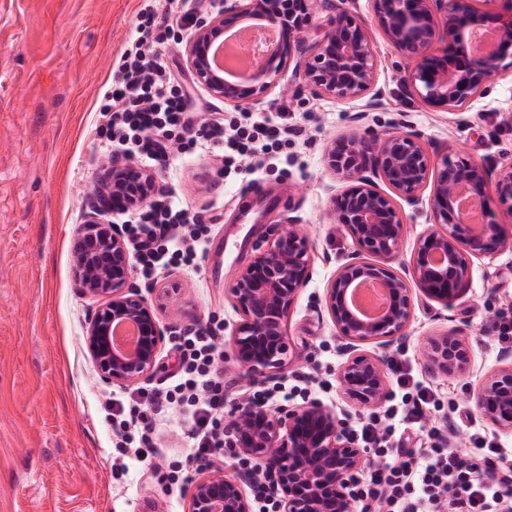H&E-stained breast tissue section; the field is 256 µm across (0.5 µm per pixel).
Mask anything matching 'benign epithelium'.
<instances>
[{
	"mask_svg": "<svg viewBox=\"0 0 512 512\" xmlns=\"http://www.w3.org/2000/svg\"><path fill=\"white\" fill-rule=\"evenodd\" d=\"M308 11L310 0H235L233 8L203 20L186 44L197 79L217 98L238 105L262 96L279 80L292 43L303 33L284 5ZM374 14L400 57L408 64L404 85L411 95L451 111L461 110L488 91L502 71L512 69V13L504 18L475 10L469 0H371ZM259 16L288 38L255 70L248 86L215 75L208 60L213 33L238 18ZM445 44L435 49V44ZM317 96L352 99L376 82L374 43L364 24L338 14L294 67ZM329 169L346 183L332 198L334 221L349 232L358 249L374 261L350 262L336 271L324 293V307L347 357L336 373L339 390L358 409L377 407L388 396L386 357L359 351L362 343L391 345L408 331L416 286L443 305L457 300L476 260L493 261L512 251V226L500 224L486 208L491 173L450 147L431 163L429 152L410 133H351L326 150ZM388 184L399 198L412 201L431 187L428 208L432 228L419 236L404 274L391 270L406 237L407 224L391 198L374 187ZM480 204L484 229L467 223L460 190ZM162 190L150 170L128 163L112 166V186L98 192L79 229L76 288L95 301L86 321V345L100 379L130 386L154 372L165 336L158 309L131 282L134 257L119 227L104 221L109 210L143 205ZM496 190L512 214V165L499 170ZM442 263H431L434 254ZM312 274L308 238L292 225L276 229L272 242L238 271L228 294L241 314L231 341L235 362L254 380L273 377L290 366L288 318L301 288ZM383 280L391 290L387 313L378 320L357 317L347 295L363 280ZM132 322L135 352L112 346L113 324ZM424 355L446 375L467 370L468 348L458 329L427 338ZM478 412L493 427L512 431V363L487 375L474 394ZM224 450L261 464L280 512H355L351 478L364 470L367 455L344 431L336 408L319 401L300 407L243 405L230 414ZM189 512H253L240 478L217 468L189 489Z\"/></svg>",
	"mask_w": 512,
	"mask_h": 512,
	"instance_id": "1",
	"label": "benign epithelium"
}]
</instances>
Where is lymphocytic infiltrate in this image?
Returning a JSON list of instances; mask_svg holds the SVG:
<instances>
[{
	"instance_id": "obj_1",
	"label": "lymphocytic infiltrate",
	"mask_w": 512,
	"mask_h": 512,
	"mask_svg": "<svg viewBox=\"0 0 512 512\" xmlns=\"http://www.w3.org/2000/svg\"><path fill=\"white\" fill-rule=\"evenodd\" d=\"M138 23L122 53L99 107L104 152L120 149L143 166L166 167L176 156L211 154L222 171L270 174L287 163L288 148L305 136L284 112L215 111L198 121L191 105L195 91L176 79L162 50L192 34L191 9L162 7L142 0ZM128 247L135 273L149 280L168 266H191L206 252L211 226L202 214L188 213L176 187L125 213ZM221 327L194 328L177 346L178 370L162 383L105 406L112 429L127 445L151 447L161 421L173 407L185 409L183 433L197 457L224 445V359ZM389 367L403 394L385 415L357 423L353 438L368 448L373 464L352 480L360 512H512V448L493 434L470 433L472 449L462 453L440 427H427L439 395L416 380L402 360ZM413 429L428 445L403 447L395 433Z\"/></svg>"
}]
</instances>
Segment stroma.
Listing matches in <instances>:
<instances>
[{
	"label": "stroma",
	"mask_w": 512,
	"mask_h": 512,
	"mask_svg": "<svg viewBox=\"0 0 512 512\" xmlns=\"http://www.w3.org/2000/svg\"><path fill=\"white\" fill-rule=\"evenodd\" d=\"M140 0H0V512H188L187 490L206 465L243 476L237 458L214 449L197 459L168 423L156 434L153 465L134 451L112 446L101 414L106 397L123 387L104 384L85 346L92 299L74 287L73 240L95 190L109 180L111 165L99 160L98 108L110 73L136 24ZM363 21L377 56L375 85L340 100L314 96L284 69L280 81L249 111L287 108L311 134L293 147L286 170L263 179L274 196L259 206L254 224L238 221V203L251 189L250 175L218 182L212 157L174 158L158 172L161 184L178 183L191 212L213 208L212 240L225 244L218 263L199 260L195 270H164L141 292L176 285L161 321L169 332L150 376L158 383L175 369L177 336L198 324L232 335L241 320L227 290L255 248L280 225H296L310 240L313 276L288 319L296 352L288 375L317 371L323 386L302 401H320L361 417L334 381L345 355L323 307L330 278L350 262L356 247L330 211L344 181L327 166L335 138L359 131L408 132L431 157L448 146L490 172L512 164V74L495 79L488 95L464 112L425 104L407 93L406 64L379 27L370 0H313V17L293 45L304 59L329 17L337 12ZM512 321V251L493 262L476 261L464 295L445 306L418 297L411 326L395 348L443 405L459 404L465 417L451 438L463 446L467 426L480 424L473 392L512 349L496 351L485 334L488 317ZM461 328L471 356L468 371L443 375L422 355L426 337ZM179 465V481L169 477Z\"/></svg>",
	"instance_id": "1"
}]
</instances>
